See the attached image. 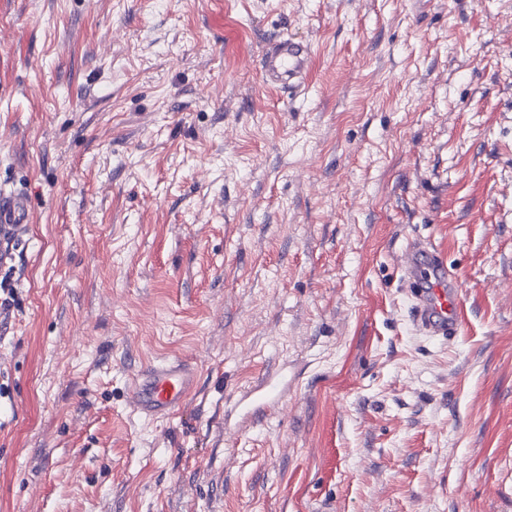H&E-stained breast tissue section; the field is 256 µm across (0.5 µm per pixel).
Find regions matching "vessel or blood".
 <instances>
[{
	"label": "vessel or blood",
	"instance_id": "obj_1",
	"mask_svg": "<svg viewBox=\"0 0 512 512\" xmlns=\"http://www.w3.org/2000/svg\"><path fill=\"white\" fill-rule=\"evenodd\" d=\"M311 51L306 43L279 37L270 41L259 61L265 82L297 93L308 80ZM33 205L27 193L0 192V237L17 233L31 221ZM400 268L412 298V324L429 336L457 334L462 321L460 285L429 242L418 239L400 257ZM197 371L188 361L160 362L145 368L131 383L134 407L162 417L179 408L195 389Z\"/></svg>",
	"mask_w": 512,
	"mask_h": 512
}]
</instances>
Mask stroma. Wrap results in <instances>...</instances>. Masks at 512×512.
Instances as JSON below:
<instances>
[{
	"label": "stroma",
	"instance_id": "obj_1",
	"mask_svg": "<svg viewBox=\"0 0 512 512\" xmlns=\"http://www.w3.org/2000/svg\"><path fill=\"white\" fill-rule=\"evenodd\" d=\"M278 36L300 97L257 68ZM17 186L0 512H512V0H0ZM172 358L197 386L146 418ZM310 58L306 43L278 37L267 44L259 70L265 82L295 94L307 83ZM399 261L410 288L413 326L428 336L457 335L462 321L460 285L448 277V268L431 244L416 239ZM197 371L187 360L160 362L145 368L131 383L134 407L149 416H167L195 389Z\"/></svg>",
	"mask_w": 512,
	"mask_h": 512
}]
</instances>
